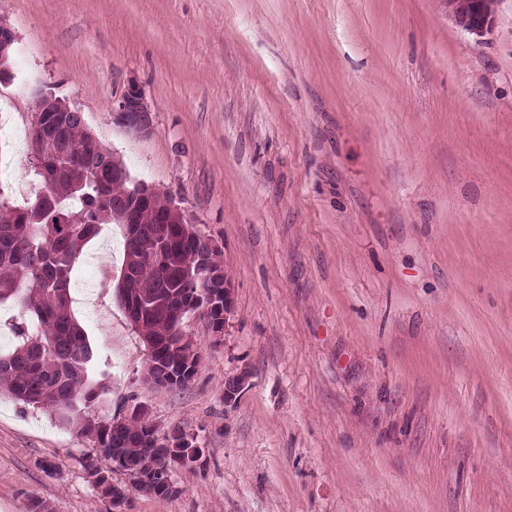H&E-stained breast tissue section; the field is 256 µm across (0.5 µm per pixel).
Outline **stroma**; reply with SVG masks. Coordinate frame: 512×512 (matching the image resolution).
I'll list each match as a JSON object with an SVG mask.
<instances>
[{
    "label": "stroma",
    "instance_id": "1",
    "mask_svg": "<svg viewBox=\"0 0 512 512\" xmlns=\"http://www.w3.org/2000/svg\"><path fill=\"white\" fill-rule=\"evenodd\" d=\"M483 39L444 0H0L17 144L0 193L41 190L33 90L82 110L133 181L215 240L234 310L183 388L143 381L102 225L70 311L107 394L60 424L0 395V512H113L84 470L85 419L142 404L195 434L170 497L123 512H512V0ZM139 85L149 132L112 103ZM250 385L224 404V378Z\"/></svg>",
    "mask_w": 512,
    "mask_h": 512
}]
</instances>
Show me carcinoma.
Wrapping results in <instances>:
<instances>
[{
	"label": "carcinoma",
	"mask_w": 512,
	"mask_h": 512,
	"mask_svg": "<svg viewBox=\"0 0 512 512\" xmlns=\"http://www.w3.org/2000/svg\"><path fill=\"white\" fill-rule=\"evenodd\" d=\"M65 142L74 148L67 157L32 166L43 182L42 197L24 208L0 198V305L13 303L21 320L14 327V347L0 355V389L13 399L53 411L63 420L69 408L100 397L92 363L81 360L88 342L69 309L71 272L82 245L95 237L100 225L112 223V198L128 195L132 184L112 178V153L101 147L85 125L68 120L57 123ZM168 209L159 197L140 212V223L150 229L156 216ZM161 242L148 231L126 241L123 268L135 270L137 287L159 301L186 295L197 288L187 276L193 264L190 239L182 225ZM164 253V263L147 265L134 258ZM167 311L157 307L142 322L143 340L163 338L172 329ZM84 434L93 439L98 453L83 462L85 470L99 475L98 463L112 459L116 449L128 462L148 463L166 470L177 459L160 451L149 453L153 436L149 419L132 416L112 428V421L86 420Z\"/></svg>",
	"instance_id": "obj_1"
}]
</instances>
